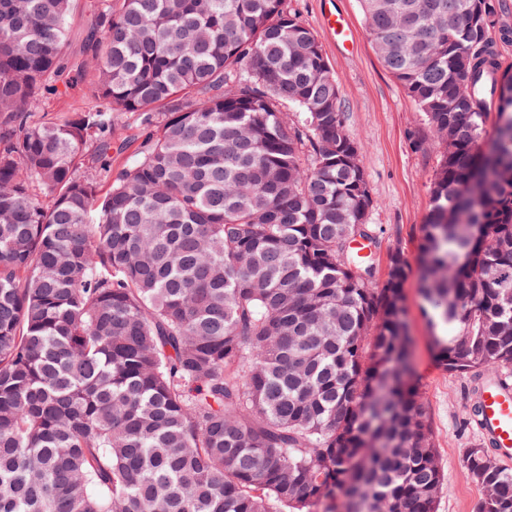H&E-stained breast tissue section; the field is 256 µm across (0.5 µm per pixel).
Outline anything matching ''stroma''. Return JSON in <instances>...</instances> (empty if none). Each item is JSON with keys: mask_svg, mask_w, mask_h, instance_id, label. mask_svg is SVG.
Masks as SVG:
<instances>
[{"mask_svg": "<svg viewBox=\"0 0 512 512\" xmlns=\"http://www.w3.org/2000/svg\"><path fill=\"white\" fill-rule=\"evenodd\" d=\"M312 28L340 90L347 133L362 147V165L373 206L369 223L381 233L375 249L377 270L387 253L398 248L416 258L430 207V183L438 153L417 106L378 57L367 31L360 0H287ZM337 10L352 28L353 42L337 44L322 25L328 10ZM405 319L413 338L416 384L429 411L441 469L445 476L437 512H475L482 495L464 459L468 449L482 446L473 418L472 390L479 376L443 370L432 338L447 332L431 323L417 288L416 276L404 285Z\"/></svg>", "mask_w": 512, "mask_h": 512, "instance_id": "35a3bbf8", "label": "stroma"}]
</instances>
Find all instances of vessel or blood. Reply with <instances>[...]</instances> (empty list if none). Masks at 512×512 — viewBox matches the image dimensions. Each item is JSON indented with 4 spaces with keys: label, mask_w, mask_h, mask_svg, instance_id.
I'll return each instance as SVG.
<instances>
[{
    "label": "vessel or blood",
    "mask_w": 512,
    "mask_h": 512,
    "mask_svg": "<svg viewBox=\"0 0 512 512\" xmlns=\"http://www.w3.org/2000/svg\"><path fill=\"white\" fill-rule=\"evenodd\" d=\"M475 403L481 437L503 458L512 457V378L497 376L481 382Z\"/></svg>",
    "instance_id": "vessel-or-blood-1"
}]
</instances>
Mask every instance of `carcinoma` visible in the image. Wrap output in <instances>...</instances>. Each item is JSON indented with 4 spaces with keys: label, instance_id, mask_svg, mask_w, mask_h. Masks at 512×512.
I'll return each instance as SVG.
<instances>
[{
    "label": "carcinoma",
    "instance_id": "1",
    "mask_svg": "<svg viewBox=\"0 0 512 512\" xmlns=\"http://www.w3.org/2000/svg\"><path fill=\"white\" fill-rule=\"evenodd\" d=\"M361 6L439 156L438 362L511 368L507 5ZM74 9L0 0V512H435L410 264L377 282L353 246L373 201L317 36L285 0H97L87 102L47 119ZM114 112L140 116L116 169ZM465 460L476 512H512V469Z\"/></svg>",
    "mask_w": 512,
    "mask_h": 512
}]
</instances>
